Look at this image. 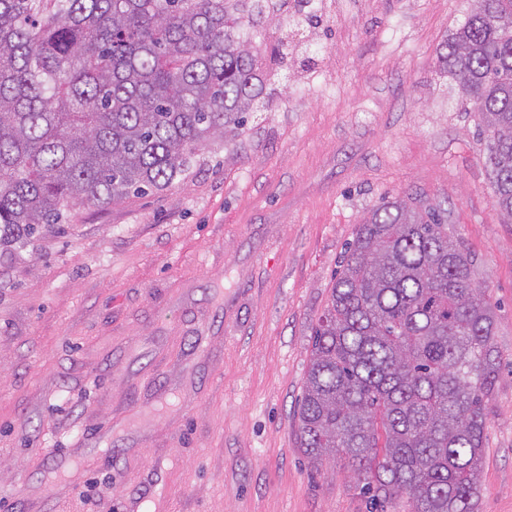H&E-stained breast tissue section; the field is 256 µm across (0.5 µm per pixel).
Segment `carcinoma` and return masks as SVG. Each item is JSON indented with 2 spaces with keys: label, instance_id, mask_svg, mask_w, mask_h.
Returning a JSON list of instances; mask_svg holds the SVG:
<instances>
[{
  "label": "carcinoma",
  "instance_id": "carcinoma-1",
  "mask_svg": "<svg viewBox=\"0 0 512 512\" xmlns=\"http://www.w3.org/2000/svg\"><path fill=\"white\" fill-rule=\"evenodd\" d=\"M287 0H0V249L168 187L239 135L267 71L247 30ZM294 0L292 22L319 23ZM486 135L512 223V0H475L439 57ZM434 207L385 198L358 225L313 329L296 409L314 466L340 461L374 512H477L496 313Z\"/></svg>",
  "mask_w": 512,
  "mask_h": 512
}]
</instances>
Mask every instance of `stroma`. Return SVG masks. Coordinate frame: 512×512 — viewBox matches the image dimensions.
Returning a JSON list of instances; mask_svg holds the SVG:
<instances>
[{
  "label": "stroma",
  "mask_w": 512,
  "mask_h": 512,
  "mask_svg": "<svg viewBox=\"0 0 512 512\" xmlns=\"http://www.w3.org/2000/svg\"><path fill=\"white\" fill-rule=\"evenodd\" d=\"M313 3L322 24L237 137L0 256V512H367L346 470L309 463L293 411L344 251L386 197L447 212L496 312L477 509L512 512V224L438 67L474 2Z\"/></svg>",
  "instance_id": "35a3bbf8"
}]
</instances>
